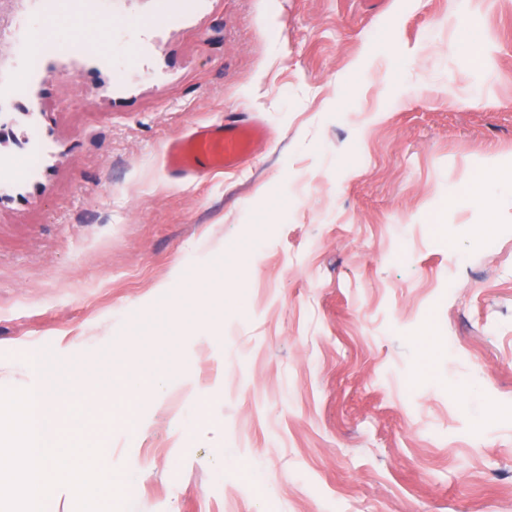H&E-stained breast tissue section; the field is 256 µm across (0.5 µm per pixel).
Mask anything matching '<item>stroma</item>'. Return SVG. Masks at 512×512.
<instances>
[{
	"label": "stroma",
	"instance_id": "stroma-1",
	"mask_svg": "<svg viewBox=\"0 0 512 512\" xmlns=\"http://www.w3.org/2000/svg\"><path fill=\"white\" fill-rule=\"evenodd\" d=\"M0 120V390L165 378L70 430L129 512H512V0H0ZM260 134L261 129L253 123L202 128L170 145L169 164L174 171L185 175H192L205 166L212 170L233 168L252 154L253 144Z\"/></svg>",
	"mask_w": 512,
	"mask_h": 512
}]
</instances>
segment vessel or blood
<instances>
[{
  "instance_id": "vessel-or-blood-1",
  "label": "vessel or blood",
  "mask_w": 512,
  "mask_h": 512,
  "mask_svg": "<svg viewBox=\"0 0 512 512\" xmlns=\"http://www.w3.org/2000/svg\"><path fill=\"white\" fill-rule=\"evenodd\" d=\"M260 134V128L252 123L203 128L170 145L169 164L174 171L185 175L205 166L213 170L233 168L251 155Z\"/></svg>"
}]
</instances>
